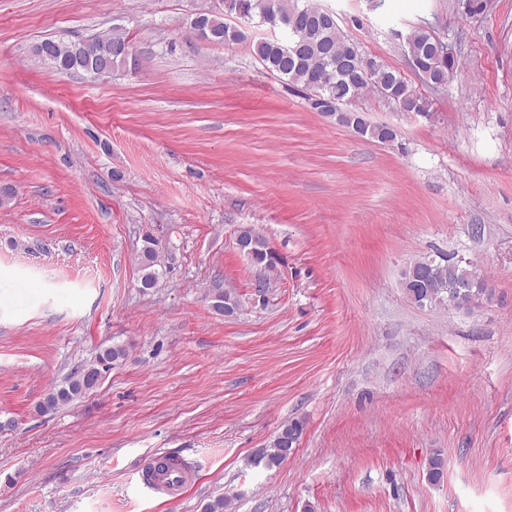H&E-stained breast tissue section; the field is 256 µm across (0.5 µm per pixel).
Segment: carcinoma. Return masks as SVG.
Wrapping results in <instances>:
<instances>
[{
    "label": "carcinoma",
    "instance_id": "carcinoma-1",
    "mask_svg": "<svg viewBox=\"0 0 512 512\" xmlns=\"http://www.w3.org/2000/svg\"><path fill=\"white\" fill-rule=\"evenodd\" d=\"M230 8L219 7L192 18L189 29H202L206 38L217 44L232 45L249 38L248 26L267 25L274 35L253 44V52L262 65L304 92L310 107L333 116L340 124L362 137L383 144L398 140L400 131L391 125L377 124L359 110H342V102L356 100L371 90L401 112L424 114L429 103L409 86L402 75L383 62L363 55L328 13L312 0H222ZM411 67L432 87H443L455 67V59L433 47V34L423 28L402 37ZM133 47L126 30L118 25L87 38L68 40L47 38L36 46V54L56 72L83 71L93 78L113 73L133 59ZM252 264L266 273L273 271L279 257L269 250L267 239L256 234L252 245ZM139 282L152 288L167 273L165 261L150 238L138 256ZM404 288L418 306L443 305L451 300L473 305L487 293L484 279L474 269L461 266L452 255L422 257L412 262L404 273ZM213 308H239L232 288L212 290ZM127 350L121 345L108 347L94 360L85 362L63 383L52 388L37 404L41 415L84 397L99 385L103 374L123 362ZM303 433V422L293 420L279 430L264 449L261 459L268 468L281 465L285 448H295Z\"/></svg>",
    "mask_w": 512,
    "mask_h": 512
}]
</instances>
